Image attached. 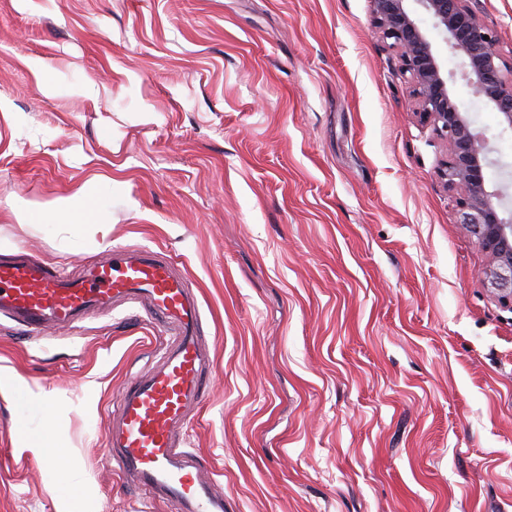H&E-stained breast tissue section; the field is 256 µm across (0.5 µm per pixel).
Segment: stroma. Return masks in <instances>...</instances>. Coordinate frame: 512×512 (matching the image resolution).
I'll use <instances>...</instances> for the list:
<instances>
[{"instance_id": "stroma-1", "label": "stroma", "mask_w": 512, "mask_h": 512, "mask_svg": "<svg viewBox=\"0 0 512 512\" xmlns=\"http://www.w3.org/2000/svg\"><path fill=\"white\" fill-rule=\"evenodd\" d=\"M423 25L510 210L512 128ZM444 152L370 0H0V256L184 266L215 353L187 445L226 512H512V306ZM88 192L106 220L17 212ZM163 340L127 307L44 339L0 321V512H173L104 451ZM48 416L70 477L29 447Z\"/></svg>"}]
</instances>
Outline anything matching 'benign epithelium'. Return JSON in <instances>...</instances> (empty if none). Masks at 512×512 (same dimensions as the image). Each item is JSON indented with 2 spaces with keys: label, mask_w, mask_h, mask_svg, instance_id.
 I'll list each match as a JSON object with an SVG mask.
<instances>
[{
  "label": "benign epithelium",
  "mask_w": 512,
  "mask_h": 512,
  "mask_svg": "<svg viewBox=\"0 0 512 512\" xmlns=\"http://www.w3.org/2000/svg\"><path fill=\"white\" fill-rule=\"evenodd\" d=\"M413 1L444 34V41L462 60L463 77L475 93L512 126V56L496 49V31L472 0H370L374 22L390 41L402 74L411 85L414 113L446 140L448 153L440 177L459 204V223L477 238L487 256L484 270L502 301H512V212L494 203L498 193L487 189L484 165L488 146L448 90L436 48L421 21L408 7Z\"/></svg>",
  "instance_id": "1"
}]
</instances>
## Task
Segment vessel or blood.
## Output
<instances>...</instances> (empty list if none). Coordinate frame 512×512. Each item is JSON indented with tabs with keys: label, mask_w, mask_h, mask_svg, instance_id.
<instances>
[{
	"label": "vessel or blood",
	"mask_w": 512,
	"mask_h": 512,
	"mask_svg": "<svg viewBox=\"0 0 512 512\" xmlns=\"http://www.w3.org/2000/svg\"><path fill=\"white\" fill-rule=\"evenodd\" d=\"M132 304L165 338L151 368L131 376L113 398L105 431L112 471L125 488L174 512H224L209 459L185 442L214 364L187 273L146 246L112 248L109 258L86 262L75 274L22 252L0 259V315L33 337Z\"/></svg>",
	"instance_id": "vessel-or-blood-1"
}]
</instances>
